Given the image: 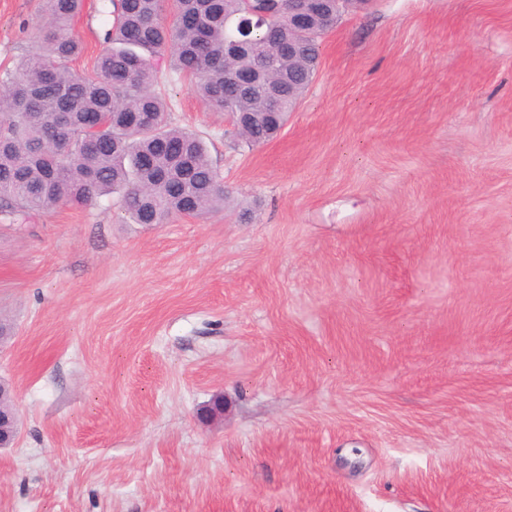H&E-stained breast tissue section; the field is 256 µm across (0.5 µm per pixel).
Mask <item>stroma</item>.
I'll return each mask as SVG.
<instances>
[{
    "mask_svg": "<svg viewBox=\"0 0 512 512\" xmlns=\"http://www.w3.org/2000/svg\"><path fill=\"white\" fill-rule=\"evenodd\" d=\"M44 21L0 0V70ZM156 89L227 202L0 214V512H512V0L354 5L252 148Z\"/></svg>",
    "mask_w": 512,
    "mask_h": 512,
    "instance_id": "stroma-1",
    "label": "stroma"
}]
</instances>
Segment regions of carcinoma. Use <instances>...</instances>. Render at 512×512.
<instances>
[{"instance_id":"1","label":"carcinoma","mask_w":512,"mask_h":512,"mask_svg":"<svg viewBox=\"0 0 512 512\" xmlns=\"http://www.w3.org/2000/svg\"><path fill=\"white\" fill-rule=\"evenodd\" d=\"M84 0H44L40 50L0 75V211H40L66 201L87 206L103 196L135 224L224 208V187L195 133L171 123L154 58L192 78L213 112L265 113L247 145L273 138L311 84L319 37L336 9L311 20L317 36L288 51V10L270 18L251 0H109V48L92 72L72 24ZM173 11L166 25L162 15Z\"/></svg>"}]
</instances>
